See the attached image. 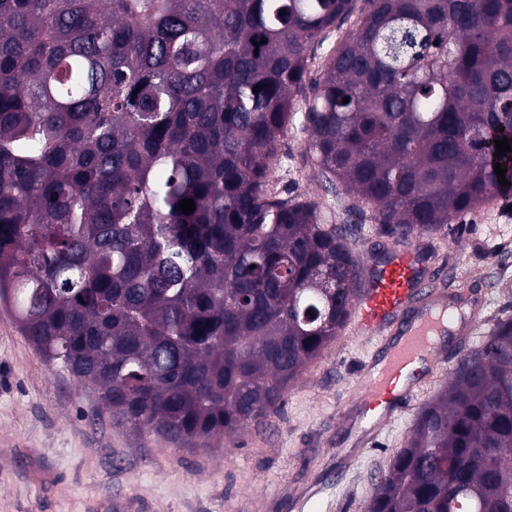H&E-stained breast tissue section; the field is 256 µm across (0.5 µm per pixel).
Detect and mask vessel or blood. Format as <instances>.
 Listing matches in <instances>:
<instances>
[{
	"label": "vessel or blood",
	"mask_w": 512,
	"mask_h": 512,
	"mask_svg": "<svg viewBox=\"0 0 512 512\" xmlns=\"http://www.w3.org/2000/svg\"><path fill=\"white\" fill-rule=\"evenodd\" d=\"M363 277V290L350 310L353 334L379 338L395 326L401 335L360 376L356 402L377 413L367 432L372 438L410 407L425 374H445L447 356L438 347L440 338L458 336L470 342L485 298L461 286L459 294L469 303L468 313H461L432 290L430 276L412 249L367 261Z\"/></svg>",
	"instance_id": "b4317fda"
}]
</instances>
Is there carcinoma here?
<instances>
[{"label":"carcinoma","instance_id":"carcinoma-1","mask_svg":"<svg viewBox=\"0 0 512 512\" xmlns=\"http://www.w3.org/2000/svg\"><path fill=\"white\" fill-rule=\"evenodd\" d=\"M353 2L0 0V307L130 430L259 425L345 329L356 228L269 182ZM364 2L313 85L311 165L387 244L444 236L512 178V0ZM364 512H512V317L458 351ZM365 6L362 0L354 2L352 14L343 22L327 29L322 34V39L316 41L310 47L309 77L310 81L317 80L322 73L321 67L324 61L333 53L338 44L354 28L355 22Z\"/></svg>","mask_w":512,"mask_h":512}]
</instances>
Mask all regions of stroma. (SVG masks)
<instances>
[{
  "mask_svg": "<svg viewBox=\"0 0 512 512\" xmlns=\"http://www.w3.org/2000/svg\"><path fill=\"white\" fill-rule=\"evenodd\" d=\"M307 107L297 95L272 185L319 202L327 219L358 224L354 250L377 258V224L351 213L354 196L327 193L307 163ZM414 247L447 284L485 289L477 338L512 316V219L501 207L467 214L447 237L420 238ZM375 352L342 332L291 384L276 414L190 450L116 425L94 393L43 362L0 308V512H89L115 497L136 499L138 512H299L301 497L300 512H363L415 417L407 411L366 446L372 418L355 398Z\"/></svg>",
  "mask_w": 512,
  "mask_h": 512,
  "instance_id": "1",
  "label": "stroma"
}]
</instances>
